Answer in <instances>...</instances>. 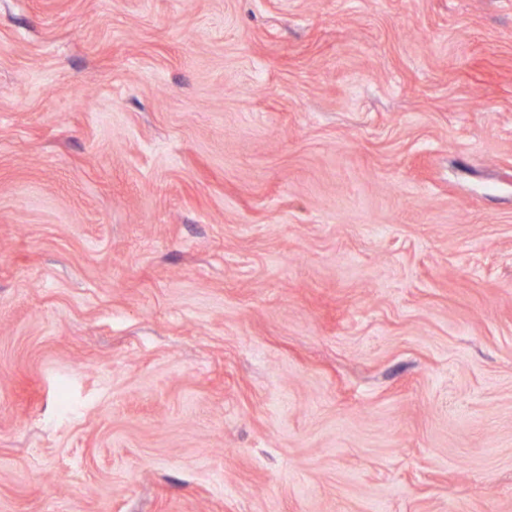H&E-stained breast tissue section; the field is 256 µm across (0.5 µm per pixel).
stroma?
<instances>
[{"label":"stroma","instance_id":"stroma-1","mask_svg":"<svg viewBox=\"0 0 512 512\" xmlns=\"http://www.w3.org/2000/svg\"><path fill=\"white\" fill-rule=\"evenodd\" d=\"M0 512H512V0H0Z\"/></svg>","mask_w":512,"mask_h":512}]
</instances>
